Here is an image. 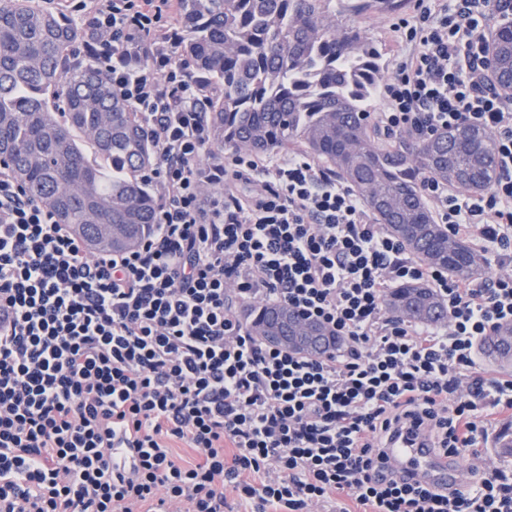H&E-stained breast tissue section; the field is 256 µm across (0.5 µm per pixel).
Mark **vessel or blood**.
<instances>
[{
  "label": "vessel or blood",
  "mask_w": 512,
  "mask_h": 512,
  "mask_svg": "<svg viewBox=\"0 0 512 512\" xmlns=\"http://www.w3.org/2000/svg\"><path fill=\"white\" fill-rule=\"evenodd\" d=\"M387 466L400 475L423 478L436 486L454 491L459 489L463 466L455 456L438 455L430 446L426 434L400 436L387 449Z\"/></svg>",
  "instance_id": "1"
}]
</instances>
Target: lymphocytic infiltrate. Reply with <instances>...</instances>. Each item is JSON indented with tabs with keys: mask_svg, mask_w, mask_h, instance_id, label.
<instances>
[{
	"mask_svg": "<svg viewBox=\"0 0 512 512\" xmlns=\"http://www.w3.org/2000/svg\"><path fill=\"white\" fill-rule=\"evenodd\" d=\"M180 0H70L69 68L94 66L144 124L155 218L135 249L93 253L0 164V512H512V476L455 494L371 472L402 428L439 453L488 439L512 374L481 340L512 323V271L461 282L405 250L366 202L308 157L212 149L205 96L178 53ZM512 0H415L394 27L410 52L376 123L423 142L490 132L479 193L426 176L437 223L512 255V90L491 45ZM424 281L443 324L387 313ZM286 306L340 340L318 357L259 341L248 319Z\"/></svg>",
	"mask_w": 512,
	"mask_h": 512,
	"instance_id": "lymphocytic-infiltrate-1",
	"label": "lymphocytic infiltrate"
}]
</instances>
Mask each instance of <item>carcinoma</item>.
<instances>
[{
  "label": "carcinoma",
  "mask_w": 512,
  "mask_h": 512,
  "mask_svg": "<svg viewBox=\"0 0 512 512\" xmlns=\"http://www.w3.org/2000/svg\"><path fill=\"white\" fill-rule=\"evenodd\" d=\"M368 2L340 19L330 0H181L180 56L207 88L215 148L255 154L300 149L346 181L379 223L426 265L467 281L485 272L483 252L435 223L420 192L428 175L479 192L496 171L493 135L470 126L424 142L381 141L367 113L386 77L360 25ZM81 38L42 0H0V158L96 252L139 245L156 206L141 181L156 156L126 102L93 68L71 70ZM495 78L512 88V27L493 44ZM396 317L436 326L445 306L424 283L385 297ZM265 307L254 336L288 335Z\"/></svg>",
  "instance_id": "obj_1"
}]
</instances>
